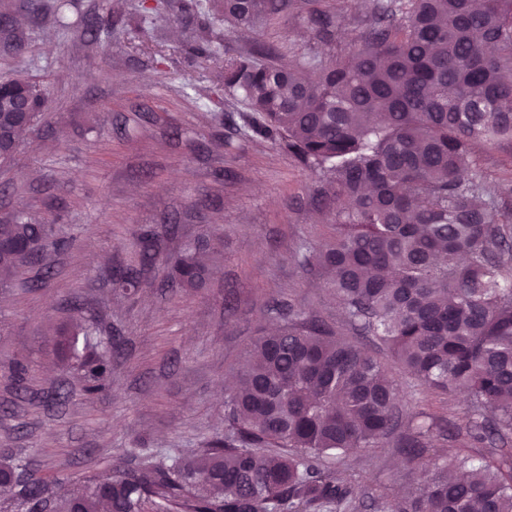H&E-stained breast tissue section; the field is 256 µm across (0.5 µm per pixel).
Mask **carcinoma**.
<instances>
[{
	"label": "carcinoma",
	"mask_w": 512,
	"mask_h": 512,
	"mask_svg": "<svg viewBox=\"0 0 512 512\" xmlns=\"http://www.w3.org/2000/svg\"><path fill=\"white\" fill-rule=\"evenodd\" d=\"M318 39L336 40L330 0H305ZM294 0H218L224 32L253 30L293 12ZM346 55L306 53L293 66L254 42L224 52V89L242 96L248 129L284 141L326 177L336 232L306 257L329 277L350 328L388 345L438 397L464 392L465 431L448 470L423 472L390 512H512V452L476 459L471 443L512 433L511 189H492L473 145L512 143V0H377L352 30ZM33 111L18 119L0 90V162L19 148L45 103L28 81ZM0 286L43 264L47 227L24 212L0 226ZM147 264L161 262L181 288L207 269L187 247L164 254L150 230ZM56 353L95 394L109 383L112 352L91 320L54 328ZM399 389L379 359L302 310L256 337L224 401V438L190 456L46 481L0 464L10 493L0 512H359L362 501L336 464L390 433ZM436 426L412 420L409 448ZM267 448H289L272 455Z\"/></svg>",
	"instance_id": "carcinoma-1"
}]
</instances>
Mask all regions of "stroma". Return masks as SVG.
<instances>
[{
	"mask_svg": "<svg viewBox=\"0 0 512 512\" xmlns=\"http://www.w3.org/2000/svg\"><path fill=\"white\" fill-rule=\"evenodd\" d=\"M0 0L15 26L0 29V74L22 72L47 102L9 165H0V221L22 211L50 229L40 287L0 290V462L28 461L45 477L73 479L143 457L190 455L224 435L226 383L248 342L285 322L288 308L345 333L336 292L305 248L333 232L321 182L280 140L247 131L244 104L224 92V49L181 18L185 0H163L144 30L140 0ZM102 24L87 26L84 14ZM254 38L282 58L318 47L305 22L272 18ZM152 230L163 250L196 243L208 267L201 288L144 268L138 245ZM121 270L138 278L126 290ZM84 317L116 348L108 387L86 395L57 359L50 328ZM373 350L400 386L398 424L383 447L357 450L345 478L364 496L393 502L415 490L423 466L455 451L435 435L420 455L400 446L413 413L461 424L467 401L444 404L385 344ZM26 369L25 389L10 380Z\"/></svg>",
	"mask_w": 512,
	"mask_h": 512,
	"instance_id": "1",
	"label": "stroma"
}]
</instances>
